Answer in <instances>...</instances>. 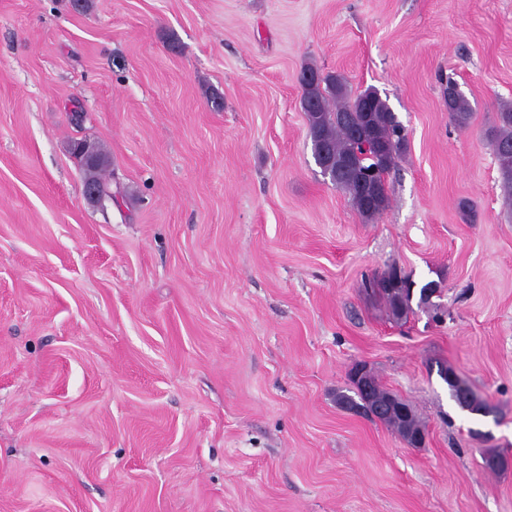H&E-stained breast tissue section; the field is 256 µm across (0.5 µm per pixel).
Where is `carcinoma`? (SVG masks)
<instances>
[{"mask_svg": "<svg viewBox=\"0 0 512 512\" xmlns=\"http://www.w3.org/2000/svg\"><path fill=\"white\" fill-rule=\"evenodd\" d=\"M302 107L315 152L334 153L338 157L355 155V140L351 133L354 127H363L374 140L385 141L384 171L387 173L391 171L394 157L402 156L407 150L401 136L403 127L394 120L387 102L373 90L352 94L347 82L338 75H326L316 83L303 86ZM450 115L458 127L468 126L472 112L463 94L453 99ZM490 130L493 132L490 145L498 162L500 188L505 201L512 205V104L500 106ZM93 150L102 159V164L83 167L84 186L99 188L107 183L106 167L110 161L98 145H93ZM331 170L332 184L350 197L353 207L362 217L370 220L386 209L388 197L368 201L359 193L356 175L338 173L334 165ZM413 286L414 282L403 275L396 283L381 281L376 295L385 302L389 314L400 319L410 309ZM376 419L403 439L408 434L423 432L425 427L412 408L404 419L388 410L382 411Z\"/></svg>", "mask_w": 512, "mask_h": 512, "instance_id": "cac0c4a2", "label": "carcinoma"}]
</instances>
